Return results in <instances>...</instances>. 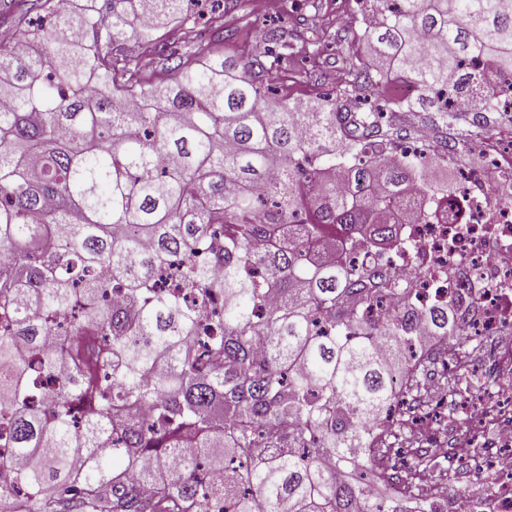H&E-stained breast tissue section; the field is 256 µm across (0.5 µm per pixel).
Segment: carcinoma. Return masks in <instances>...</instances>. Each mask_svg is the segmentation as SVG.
I'll return each mask as SVG.
<instances>
[{
    "label": "carcinoma",
    "instance_id": "cac0c4a2",
    "mask_svg": "<svg viewBox=\"0 0 512 512\" xmlns=\"http://www.w3.org/2000/svg\"><path fill=\"white\" fill-rule=\"evenodd\" d=\"M0 0V474L9 512H404L448 475L390 441L434 354L470 341L403 296L384 257L448 191L402 155L368 91L404 78L430 108L483 60L512 81V0H360L335 98L291 104L259 77L288 32L237 66L194 47V0ZM161 39L152 83L120 44ZM96 74L88 81L87 71ZM294 224L288 242L278 226ZM359 234L367 258H350ZM70 364L76 381L50 389ZM369 464L389 496L350 470Z\"/></svg>",
    "mask_w": 512,
    "mask_h": 512
}]
</instances>
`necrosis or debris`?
I'll list each match as a JSON object with an SVG mask.
<instances>
[{
    "instance_id": "1",
    "label": "necrosis or debris",
    "mask_w": 512,
    "mask_h": 512,
    "mask_svg": "<svg viewBox=\"0 0 512 512\" xmlns=\"http://www.w3.org/2000/svg\"><path fill=\"white\" fill-rule=\"evenodd\" d=\"M483 171L462 170L451 201L461 211L453 224L401 227L403 245L391 250L389 271L408 283L410 301L426 310L445 304L472 336H497V363L506 379L481 401L485 419L499 422L497 447L483 469L494 495L463 488L448 500L430 492L442 512H512V146L474 144Z\"/></svg>"
}]
</instances>
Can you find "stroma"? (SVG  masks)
Wrapping results in <instances>:
<instances>
[{
	"mask_svg": "<svg viewBox=\"0 0 512 512\" xmlns=\"http://www.w3.org/2000/svg\"><path fill=\"white\" fill-rule=\"evenodd\" d=\"M358 10L356 0H280V7L274 12L264 9L261 0H237L224 12L225 30L234 31V38H225L222 32L207 28L202 29L201 36L215 52L242 63L261 47L262 29L284 26L288 30L290 49L287 63L278 70L275 86L279 95L288 101L312 102L335 93L339 79L343 78L345 61L353 54L356 45V30L349 19ZM394 125L405 134L421 125L431 127L434 144L441 149L454 142H465L460 160L467 167L475 168L482 160L472 153V145L492 138L502 128L512 125V117L494 112L476 121L472 116L459 115L446 123L439 113L428 108L397 113ZM490 345V340L486 339L462 349L464 373L458 381L464 395L478 399L490 395L492 386L480 373ZM448 358V353L443 352L427 360L421 376V391L406 400L418 414L432 413L443 419L450 415L458 419L463 417L458 400L449 398L444 385L442 364ZM457 443L456 433L445 429L441 432L440 447L428 450L440 467L452 474L451 479L442 483L443 495L456 494L467 486L492 489L491 479L480 468L486 449L473 448L461 454L456 450Z\"/></svg>",
	"mask_w": 512,
	"mask_h": 512,
	"instance_id": "obj_1",
	"label": "stroma"
}]
</instances>
